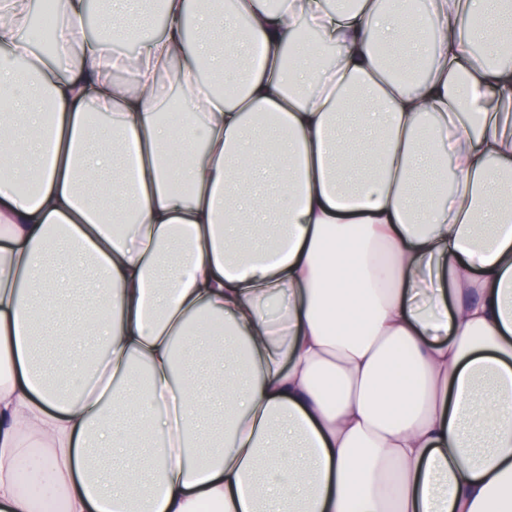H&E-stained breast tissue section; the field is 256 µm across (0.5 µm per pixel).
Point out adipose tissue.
Segmentation results:
<instances>
[{
	"mask_svg": "<svg viewBox=\"0 0 512 512\" xmlns=\"http://www.w3.org/2000/svg\"><path fill=\"white\" fill-rule=\"evenodd\" d=\"M161 2L0 0V512H512V0ZM51 1L55 0H43L42 2V9L37 29V35L42 44L41 48L45 51L52 50L54 46V23L47 19L52 7Z\"/></svg>",
	"mask_w": 512,
	"mask_h": 512,
	"instance_id": "1",
	"label": "adipose tissue"
}]
</instances>
